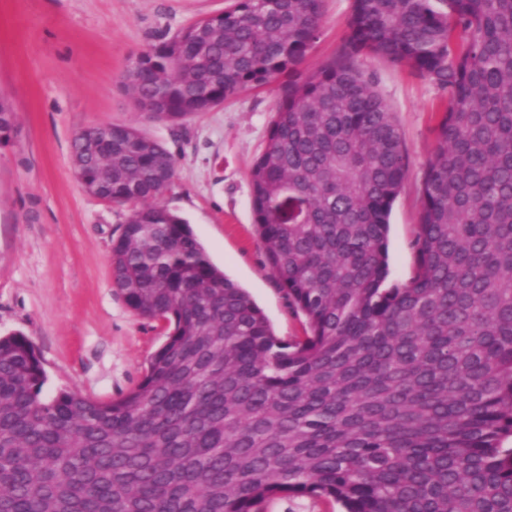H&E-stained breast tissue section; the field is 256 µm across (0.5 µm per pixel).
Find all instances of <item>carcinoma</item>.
Returning <instances> with one entry per match:
<instances>
[{
  "label": "carcinoma",
  "mask_w": 512,
  "mask_h": 512,
  "mask_svg": "<svg viewBox=\"0 0 512 512\" xmlns=\"http://www.w3.org/2000/svg\"><path fill=\"white\" fill-rule=\"evenodd\" d=\"M324 0H232L127 70L146 120L180 127L286 74L250 169L266 264L305 335L277 337L162 202L175 166L144 130L95 127L78 166L130 209L112 280L167 338L128 394L43 395L33 343L0 337V512H512V0H352L336 54L301 64ZM376 56L444 105L403 284L388 226L408 174ZM266 512H340L343 509L336 502L315 497H277L266 505Z\"/></svg>",
  "instance_id": "cac0c4a2"
}]
</instances>
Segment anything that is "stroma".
<instances>
[{
	"mask_svg": "<svg viewBox=\"0 0 512 512\" xmlns=\"http://www.w3.org/2000/svg\"><path fill=\"white\" fill-rule=\"evenodd\" d=\"M230 0H0V96L15 114L0 143V336L21 333L46 372L44 394L98 401L127 393L166 339L163 322L133 312L112 282V242L126 208L89 195L70 141L86 127H144L176 160L166 207L191 225L214 264L246 289L275 334H304L265 263L253 224L249 171L262 151L281 79L244 91L183 128L144 123L122 83L151 47ZM351 0H325L322 34L305 69L331 58ZM358 65L402 134L409 171L390 215V282L412 276L419 186L434 143L439 95L378 57Z\"/></svg>",
	"mask_w": 512,
	"mask_h": 512,
	"instance_id": "stroma-1",
	"label": "stroma"
}]
</instances>
